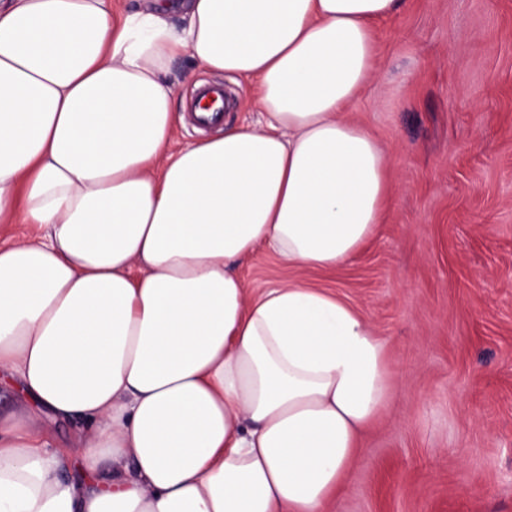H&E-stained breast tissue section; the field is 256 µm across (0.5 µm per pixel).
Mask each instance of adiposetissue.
Masks as SVG:
<instances>
[{
    "label": "adipose tissue",
    "instance_id": "adipose-tissue-1",
    "mask_svg": "<svg viewBox=\"0 0 512 512\" xmlns=\"http://www.w3.org/2000/svg\"><path fill=\"white\" fill-rule=\"evenodd\" d=\"M405 0H0V512H330L391 399L386 346L263 247L333 269L382 223L388 158L346 119ZM261 118L178 145L173 59ZM80 418L48 447L43 417Z\"/></svg>",
    "mask_w": 512,
    "mask_h": 512
}]
</instances>
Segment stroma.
Listing matches in <instances>:
<instances>
[{
    "mask_svg": "<svg viewBox=\"0 0 512 512\" xmlns=\"http://www.w3.org/2000/svg\"><path fill=\"white\" fill-rule=\"evenodd\" d=\"M350 107L389 155L383 224L354 260L297 270L260 249L251 286L300 281L359 310L386 344L392 398L363 434L339 512H512V0H406ZM179 143L203 136L175 60Z\"/></svg>",
    "mask_w": 512,
    "mask_h": 512,
    "instance_id": "35a3bbf8",
    "label": "stroma"
}]
</instances>
